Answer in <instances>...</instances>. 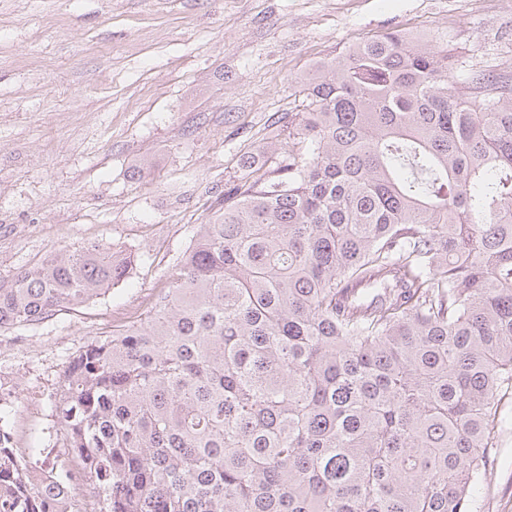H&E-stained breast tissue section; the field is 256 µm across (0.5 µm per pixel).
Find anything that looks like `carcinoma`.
<instances>
[{
    "label": "carcinoma",
    "mask_w": 512,
    "mask_h": 512,
    "mask_svg": "<svg viewBox=\"0 0 512 512\" xmlns=\"http://www.w3.org/2000/svg\"><path fill=\"white\" fill-rule=\"evenodd\" d=\"M399 33L305 84L288 172L237 185L170 288L58 394L102 512H469L512 390V85ZM100 243L0 288V325L128 278ZM0 426V512H46Z\"/></svg>",
    "instance_id": "carcinoma-1"
}]
</instances>
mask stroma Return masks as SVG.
<instances>
[{
	"label": "stroma",
	"mask_w": 512,
	"mask_h": 512,
	"mask_svg": "<svg viewBox=\"0 0 512 512\" xmlns=\"http://www.w3.org/2000/svg\"><path fill=\"white\" fill-rule=\"evenodd\" d=\"M394 31L512 83V0H0V287L89 242L133 259L82 308L0 326V418L74 512L102 498L56 416L69 361L170 286L227 188L300 156L315 64ZM470 512H512V416Z\"/></svg>",
	"instance_id": "1"
}]
</instances>
